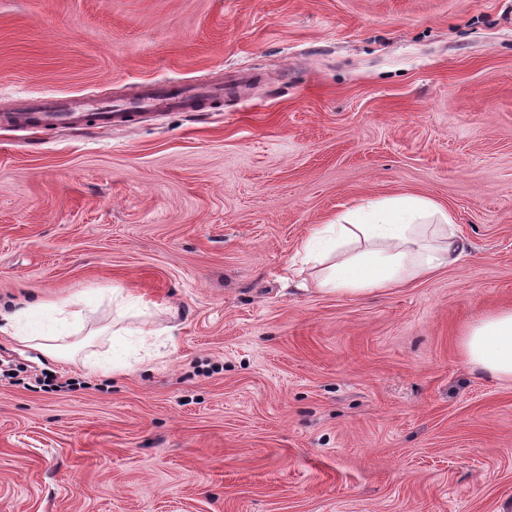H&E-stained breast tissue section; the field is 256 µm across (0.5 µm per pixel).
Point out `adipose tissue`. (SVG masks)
<instances>
[{
    "instance_id": "1",
    "label": "adipose tissue",
    "mask_w": 512,
    "mask_h": 512,
    "mask_svg": "<svg viewBox=\"0 0 512 512\" xmlns=\"http://www.w3.org/2000/svg\"><path fill=\"white\" fill-rule=\"evenodd\" d=\"M451 212L432 200L399 195L362 202L315 225L302 241L303 262L326 292L366 294L401 288L452 265L464 242ZM81 314L64 307L25 304L0 311V334L46 355L61 354ZM467 362L512 380V307L489 311L459 338Z\"/></svg>"
}]
</instances>
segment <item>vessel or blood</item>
<instances>
[{"label":"vessel or blood","mask_w":512,"mask_h":512,"mask_svg":"<svg viewBox=\"0 0 512 512\" xmlns=\"http://www.w3.org/2000/svg\"><path fill=\"white\" fill-rule=\"evenodd\" d=\"M211 84L170 83L164 86H145L140 94L120 104H90L78 98H36L20 103L7 120L17 126L42 127L62 125L75 119L77 113L97 115L105 125L124 122L137 112L175 111L195 106L197 101L218 94Z\"/></svg>","instance_id":"vessel-or-blood-1"}]
</instances>
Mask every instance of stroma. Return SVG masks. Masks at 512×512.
Returning a JSON list of instances; mask_svg holds the SVG:
<instances>
[{"mask_svg": "<svg viewBox=\"0 0 512 512\" xmlns=\"http://www.w3.org/2000/svg\"><path fill=\"white\" fill-rule=\"evenodd\" d=\"M194 79L223 95L0 125V306L83 311L66 358L0 334V512H512V381L457 343L512 306V0H0V113ZM401 194L452 212L454 265L285 285Z\"/></svg>", "mask_w": 512, "mask_h": 512, "instance_id": "obj_1", "label": "stroma"}]
</instances>
